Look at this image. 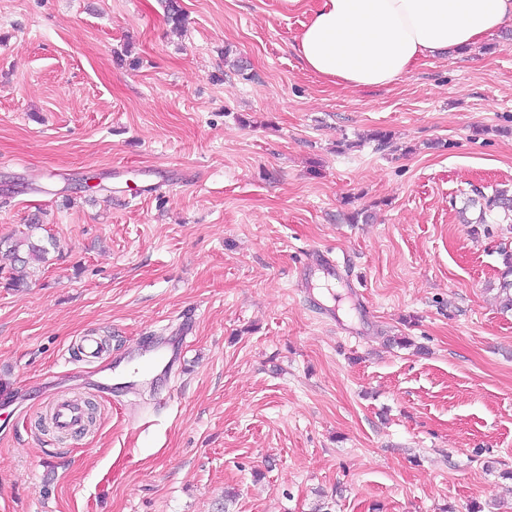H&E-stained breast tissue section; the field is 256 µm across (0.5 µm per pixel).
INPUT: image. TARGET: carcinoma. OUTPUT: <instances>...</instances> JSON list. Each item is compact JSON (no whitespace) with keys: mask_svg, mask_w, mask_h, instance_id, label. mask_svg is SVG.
<instances>
[{"mask_svg":"<svg viewBox=\"0 0 512 512\" xmlns=\"http://www.w3.org/2000/svg\"><path fill=\"white\" fill-rule=\"evenodd\" d=\"M166 18L174 27L179 28L185 21V15L178 0H166ZM461 223L471 225L474 235L491 237L494 234H512V194L506 189H495L491 194L476 188L473 197L459 211ZM498 225L493 232L492 225ZM41 228L37 221L27 225V231L17 237L0 238V252L10 254L14 267L5 277V286L22 292L28 287V278L41 271L48 262L50 252L57 249V241L51 236L40 237L36 230ZM504 270L501 272L499 291L500 306L512 310V250L502 247L500 250Z\"/></svg>","mask_w":512,"mask_h":512,"instance_id":"cac0c4a2","label":"carcinoma"}]
</instances>
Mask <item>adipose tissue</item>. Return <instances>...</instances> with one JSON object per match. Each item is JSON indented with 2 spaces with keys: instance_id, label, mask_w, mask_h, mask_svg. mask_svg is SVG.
<instances>
[{
  "instance_id": "adipose-tissue-1",
  "label": "adipose tissue",
  "mask_w": 512,
  "mask_h": 512,
  "mask_svg": "<svg viewBox=\"0 0 512 512\" xmlns=\"http://www.w3.org/2000/svg\"><path fill=\"white\" fill-rule=\"evenodd\" d=\"M510 21L512 0H320L295 51L326 83L379 88L422 59L479 45Z\"/></svg>"
}]
</instances>
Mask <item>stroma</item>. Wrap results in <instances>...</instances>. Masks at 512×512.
I'll use <instances>...</instances> for the list:
<instances>
[{
	"label": "stroma",
	"mask_w": 512,
	"mask_h": 512,
	"mask_svg": "<svg viewBox=\"0 0 512 512\" xmlns=\"http://www.w3.org/2000/svg\"><path fill=\"white\" fill-rule=\"evenodd\" d=\"M318 2L0 0V237L59 244L0 284V512H512V238L457 218L512 190V22L355 91L294 52ZM88 335L185 348L106 394ZM38 222L34 219L31 224H26L27 232H21L17 237L0 238V252L10 254L14 259V267L5 277V286L16 292L28 287V278L41 271L48 262L51 250L55 252L57 249L55 238L36 235L35 231L42 225ZM505 269L501 272L499 300L503 310H512V250L502 247L500 250ZM511 276V279H508ZM52 415L61 429L74 431L84 424V400L81 396L56 398L53 403Z\"/></svg>",
	"instance_id": "35a3bbf8"
}]
</instances>
